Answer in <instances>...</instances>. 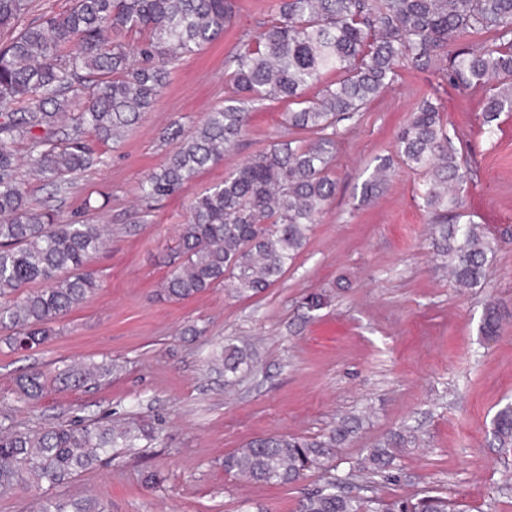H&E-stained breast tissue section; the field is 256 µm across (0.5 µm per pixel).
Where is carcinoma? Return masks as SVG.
Segmentation results:
<instances>
[{
	"mask_svg": "<svg viewBox=\"0 0 512 512\" xmlns=\"http://www.w3.org/2000/svg\"><path fill=\"white\" fill-rule=\"evenodd\" d=\"M31 0H0V332L13 349H32L52 335L50 324L92 294L98 284L85 271L104 243L106 205L85 207L62 222L54 211L35 208L18 178L27 165L48 185L60 187L91 166L92 131L103 143L125 137L167 86L170 66L224 34L235 17L234 0H71L61 13L27 21ZM143 35L130 45L126 37ZM479 33L492 42L462 49L449 39ZM231 92L224 106L195 129L168 127L172 150L163 167L138 185L145 201L179 192L202 169L224 160L247 130L250 112L266 101H298L285 125L311 135L299 144L274 139L258 154L224 174L192 202L180 225L179 262L161 288L185 300L226 280L239 297L271 287L299 256L311 224L336 196L333 171L339 124L354 118L392 87L401 69L436 66L460 88L486 89L483 126L489 134L502 112H512V0H276L264 29L232 60ZM336 80L323 84L326 75ZM321 86L319 96L303 99ZM28 145L25 160L13 150ZM396 154L423 175L421 199L435 224L436 248L455 281L466 288L484 278L494 256L485 226L460 210L469 180L453 148L440 107L425 99L398 133ZM384 158L363 183L366 199L388 177ZM29 284L36 288L16 292ZM501 313L488 307L483 332L498 331ZM224 374L252 368L248 351L224 346ZM112 374V364L70 368L63 384L83 385ZM43 373L18 380L20 397L38 400ZM346 417L320 438L270 435L224 456V471L248 482L290 484L335 457L359 429ZM491 446L512 449V402L491 421ZM153 431L93 420L47 430L0 426V493L39 491L69 482L80 471L112 460V449L135 448ZM419 435L403 427L359 460L355 477L389 471ZM38 512H105L97 499L45 497ZM297 512H470L440 496L418 499L358 496L330 482L299 503Z\"/></svg>",
	"mask_w": 512,
	"mask_h": 512,
	"instance_id": "cac0c4a2",
	"label": "carcinoma"
}]
</instances>
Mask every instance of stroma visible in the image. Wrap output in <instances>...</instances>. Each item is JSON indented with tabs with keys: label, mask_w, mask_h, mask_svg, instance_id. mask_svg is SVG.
I'll use <instances>...</instances> for the list:
<instances>
[{
	"label": "stroma",
	"mask_w": 512,
	"mask_h": 512,
	"mask_svg": "<svg viewBox=\"0 0 512 512\" xmlns=\"http://www.w3.org/2000/svg\"><path fill=\"white\" fill-rule=\"evenodd\" d=\"M274 4L236 0L223 37L177 61L151 112L120 142L95 143L97 163L61 190L21 169L33 206L61 218L86 202L107 205L108 235L86 266L98 290L55 323L48 342L28 351L0 343V411L21 431L94 418L154 429V440L115 449L111 462L51 491L65 500L95 496L108 512H296L303 496L347 476L406 424L417 427L420 445L377 478L373 493H428L472 512H512V454L489 446L490 422L512 400V237L499 240L481 286L457 287L434 246L422 179L393 150L417 104H439L470 170L464 211L477 223L512 227V112L486 135L483 90L449 85L432 68L400 71L392 89L342 125L338 192L277 283L247 299L224 284L186 300L160 295L194 198L273 138L296 137L283 125L292 103L265 102L223 162L159 202L136 198L138 183L171 151L163 139L170 122L193 129L223 105L230 57L263 30ZM383 158L392 164L389 180L361 201L363 182ZM312 293L325 297L313 311L304 304ZM491 303L502 319L497 336L487 337L481 324ZM228 343L254 351L252 370L232 380L218 360ZM102 362L114 370L98 383L52 385L34 403L16 394L22 373L51 378ZM347 416L361 417L360 429L326 469L298 482L242 483L224 471L225 455L252 439L316 437Z\"/></svg>",
	"instance_id": "obj_1"
}]
</instances>
